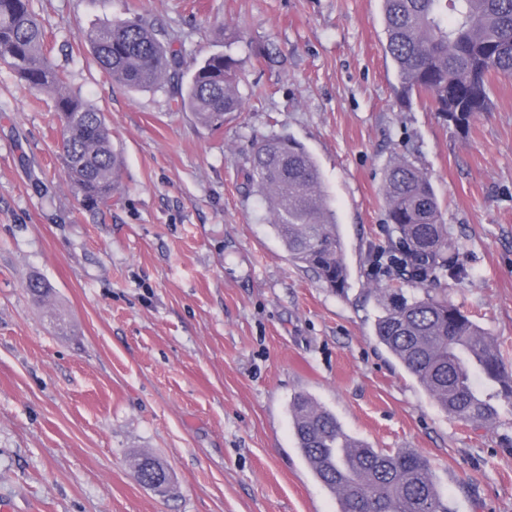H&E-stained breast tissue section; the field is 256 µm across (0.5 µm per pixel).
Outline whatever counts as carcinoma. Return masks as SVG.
Instances as JSON below:
<instances>
[{
    "label": "carcinoma",
    "instance_id": "cac0c4a2",
    "mask_svg": "<svg viewBox=\"0 0 512 512\" xmlns=\"http://www.w3.org/2000/svg\"><path fill=\"white\" fill-rule=\"evenodd\" d=\"M386 54L400 97L431 100L439 119L465 133L491 111L493 78L512 76V0H383ZM225 51L196 67L178 107L211 129L242 112L237 62ZM99 68L131 91L159 87L180 61L168 53L151 22L119 19L85 35ZM0 61L34 90L54 93L63 127L60 160L81 207L112 200L116 155L104 114L70 88L49 58L31 0H0ZM246 188L266 202L269 224L290 259L314 271L329 288H346L348 271L321 174L313 155L290 137L258 145L244 171ZM388 246L373 259L376 273L415 284L423 295L389 294L377 317L378 342L449 416L476 425L496 415L491 399L512 401V376L494 340L447 291L431 285L468 275L448 262V227L431 179L406 159L389 164L382 186ZM292 431L315 477L336 495L338 512H456L436 487L429 460L415 450L388 452L350 435L336 416L307 394L289 404ZM139 481L167 478L149 456L133 460Z\"/></svg>",
    "mask_w": 512,
    "mask_h": 512
}]
</instances>
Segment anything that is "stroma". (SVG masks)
Returning <instances> with one entry per match:
<instances>
[{"label":"stroma","mask_w":512,"mask_h":512,"mask_svg":"<svg viewBox=\"0 0 512 512\" xmlns=\"http://www.w3.org/2000/svg\"><path fill=\"white\" fill-rule=\"evenodd\" d=\"M53 63L103 112L122 157L111 204L82 210L50 95L0 64V505L11 512H337L298 451L289 403L310 394L372 447L414 449L458 512H512V404L477 428L443 412L378 344L387 166L431 179L449 299L512 371V77L468 134L400 103L380 0H32ZM144 17L177 51L165 85L132 92L86 32ZM238 35L246 107L222 128L176 102L196 61ZM269 59L258 61L255 48ZM316 156L349 268L344 293L289 261L242 184L259 143ZM46 282L45 299L27 288ZM169 470L167 493L132 462ZM133 467L138 480L145 485L144 481L146 480L159 479L160 477L166 480L168 477L166 468L149 456L136 457L133 460Z\"/></svg>","instance_id":"1"}]
</instances>
